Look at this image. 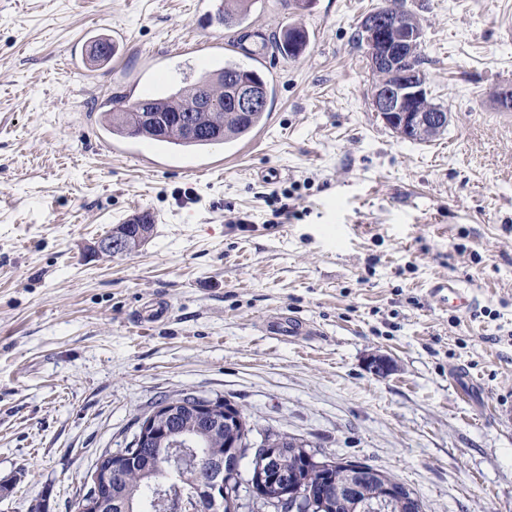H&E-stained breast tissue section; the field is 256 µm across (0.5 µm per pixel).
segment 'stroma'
I'll list each match as a JSON object with an SVG mask.
<instances>
[{"label":"stroma","instance_id":"1","mask_svg":"<svg viewBox=\"0 0 512 512\" xmlns=\"http://www.w3.org/2000/svg\"><path fill=\"white\" fill-rule=\"evenodd\" d=\"M382 2L255 0L227 29L224 0H0V512H75L100 456L177 391L238 406L251 446L286 432L386 470L425 512H512V111L495 102L512 0H406L449 112L431 142L372 108L351 35ZM291 25L304 53L256 54ZM113 28L110 63L73 69ZM227 60L273 87L248 139L107 151L113 96ZM135 205L149 243L98 252ZM448 277L468 311L432 292ZM288 317L311 335L266 331Z\"/></svg>","mask_w":512,"mask_h":512}]
</instances>
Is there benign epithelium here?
I'll list each match as a JSON object with an SVG mask.
<instances>
[{
  "label": "benign epithelium",
  "instance_id": "1",
  "mask_svg": "<svg viewBox=\"0 0 512 512\" xmlns=\"http://www.w3.org/2000/svg\"><path fill=\"white\" fill-rule=\"evenodd\" d=\"M385 21L371 18L366 22L369 29V52L378 63L391 68L397 82L384 86L375 92L373 109L382 120L397 134L404 136L413 130H424L438 126L444 118L429 115L416 109L414 102L425 89L422 74L402 69L405 51L420 43L421 31L402 21H394L391 27L396 31L390 38L384 27ZM261 82L257 75L250 74L238 78L229 98L224 100L231 112H252L264 105ZM127 238L120 228L111 232V238L98 244L101 252H119L124 249ZM167 411V405L152 407L138 421L137 430L127 449L109 454L112 459V471L96 467L91 474L92 488L117 482L123 476V465L137 457L140 451L149 445L163 440L167 447L158 448L160 457H167L169 464H177L174 453L180 448L191 445V441L172 428H163L159 424V414ZM281 448L265 447L260 454L253 456L248 478H242V461L249 450L235 437H230L224 448V458L213 459L206 465L198 484V494L193 499L194 512H239L241 503L239 494L241 485H247L252 499L260 502L273 512H328L334 503L346 498H354L351 507L359 512H388L395 505L396 498L383 492L374 498L362 497L360 487L355 483L339 486L326 481L323 486H315L299 473L290 474L280 464ZM307 468L316 470H334L337 466L359 470L366 467L360 462L337 463L327 457L309 454L306 457Z\"/></svg>",
  "mask_w": 512,
  "mask_h": 512
}]
</instances>
